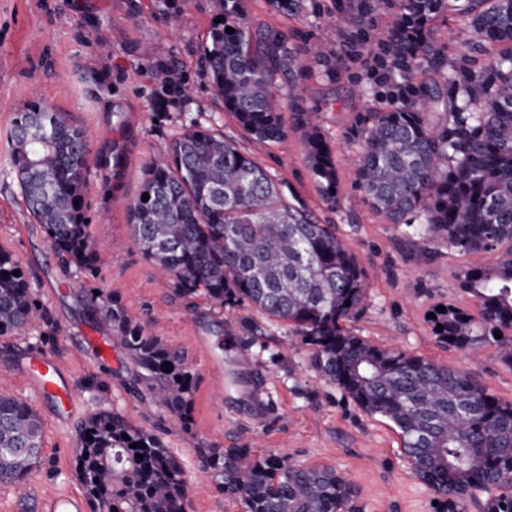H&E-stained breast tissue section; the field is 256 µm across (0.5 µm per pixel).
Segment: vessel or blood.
<instances>
[{"instance_id": "b4317fda", "label": "vessel or blood", "mask_w": 512, "mask_h": 512, "mask_svg": "<svg viewBox=\"0 0 512 512\" xmlns=\"http://www.w3.org/2000/svg\"><path fill=\"white\" fill-rule=\"evenodd\" d=\"M18 375L34 397L56 404L55 421H65L74 403L71 370L43 353L34 352L27 356ZM44 508L45 512H84V503L78 495L67 493L47 498Z\"/></svg>"}]
</instances>
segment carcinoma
<instances>
[{"label": "carcinoma", "mask_w": 512, "mask_h": 512, "mask_svg": "<svg viewBox=\"0 0 512 512\" xmlns=\"http://www.w3.org/2000/svg\"><path fill=\"white\" fill-rule=\"evenodd\" d=\"M387 2L366 0L365 14ZM393 6L389 48L400 76L412 77L424 59L446 89L423 85L416 97L368 113L353 133L361 143L357 180L364 201L393 224L437 233L458 252L505 249L503 258L465 272L459 283L477 299L479 318L448 306L432 322L448 347L494 344L512 366V0H393ZM211 10L221 22H211L201 62L212 89L255 139L280 140L286 127L269 68L280 40L266 36L251 46L241 0H211ZM363 15L348 14L340 25L358 24ZM447 15L467 20L488 48L482 64H456L430 43V23ZM228 27L234 32L226 33ZM296 130L322 193L335 201L330 144L303 113ZM9 139L31 215L58 254L94 274L101 260L84 201L85 132L68 114L34 100L17 113ZM128 213L142 254L176 292L203 293L221 307L248 306L293 327L300 343L312 347L310 364L320 378L393 423L416 477L444 512H459L475 492L493 488L500 493L487 498L485 512H512V403L460 369L348 332L343 323L365 310L363 268L332 225L320 223L302 201L286 199L252 158L194 123L144 168ZM83 302L94 321L112 325L142 370L150 402L188 421L193 376L182 354L145 334L120 302L94 291ZM35 320L47 322V312L20 263L0 249V336ZM42 442L37 411L0 389V486L33 471ZM75 457L91 512H186L187 481L176 457L119 413L88 414ZM202 463L246 512H355L351 482L331 466L295 465L248 447L205 448Z\"/></svg>", "instance_id": "obj_1"}]
</instances>
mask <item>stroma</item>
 <instances>
[{"mask_svg": "<svg viewBox=\"0 0 512 512\" xmlns=\"http://www.w3.org/2000/svg\"><path fill=\"white\" fill-rule=\"evenodd\" d=\"M360 0H303L298 14L271 9L268 0H243L257 33L278 34L302 72L274 70L290 130L277 142L253 138L225 112L201 65L200 45L210 27V0H0V247L18 260L49 321L0 336V379L11 395L35 406L43 422L39 465L20 483L0 486V512H41L45 494L82 493L75 448L80 423L95 409L119 413L133 427L157 435L183 467L186 512H245L219 493L201 466L204 448L250 446L290 463L332 466L357 491L356 512H442L437 496L414 474L401 439L386 418L363 412L309 364L310 349L288 344L285 322L252 308L222 307L204 295L186 298L162 285L154 264L131 235L128 206L142 170L168 152L190 123L224 134L277 181L285 183L321 223L336 227L366 275V314L351 322L356 336L463 370L501 400L512 402V367L495 347L448 348L433 332L430 313L454 306L478 315L459 280L497 253L449 250L442 237L422 240L391 224L362 201L355 174L360 144L352 135L363 116L389 95L411 96L418 81L368 76L363 66L392 27L391 15L330 30L332 20L356 12ZM431 43L450 60L484 62L466 22L445 17L430 28ZM320 46V59L311 49ZM171 71L161 86L158 69ZM42 100L70 113L90 143L85 201L89 231L103 256L97 276L79 272L51 250L29 214L9 164L7 134L17 112ZM315 113L336 158V201L327 203L305 162L292 127L298 113ZM126 157L112 173V146ZM90 288L121 303L147 335L183 352L194 377L191 422L146 407L150 393L109 323L90 322L80 302ZM258 327L244 336L242 318ZM108 340L99 359L92 338ZM43 352L74 373L75 412L62 425L18 381L26 353Z\"/></svg>", "mask_w": 512, "mask_h": 512, "instance_id": "35a3bbf8", "label": "stroma"}]
</instances>
